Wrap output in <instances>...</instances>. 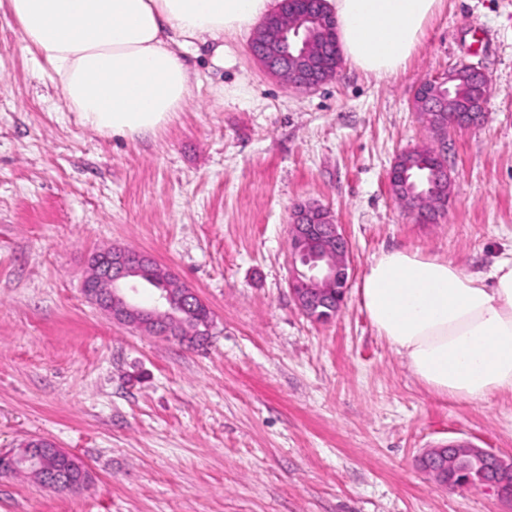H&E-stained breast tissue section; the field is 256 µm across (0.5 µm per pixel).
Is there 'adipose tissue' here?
<instances>
[{"label": "adipose tissue", "mask_w": 512, "mask_h": 512, "mask_svg": "<svg viewBox=\"0 0 512 512\" xmlns=\"http://www.w3.org/2000/svg\"><path fill=\"white\" fill-rule=\"evenodd\" d=\"M444 0H327L346 60L390 76ZM274 0H6L24 49L46 64L79 122L105 136L156 135L192 92L186 52L254 28ZM358 293L379 336L431 391L480 402L512 392V249L488 269L404 249L369 262Z\"/></svg>", "instance_id": "obj_1"}]
</instances>
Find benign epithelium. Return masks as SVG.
<instances>
[{"mask_svg": "<svg viewBox=\"0 0 512 512\" xmlns=\"http://www.w3.org/2000/svg\"><path fill=\"white\" fill-rule=\"evenodd\" d=\"M268 27L266 33L251 40V53L269 75L303 90H314L331 79L330 63L323 51L325 20L307 11L287 22L273 20ZM426 103L431 120L439 123L441 133L436 136L435 150L442 157L446 154L449 130L475 128L485 118L482 107L456 112L450 118L442 112L443 99L429 96ZM288 234L292 263L302 266L300 270L294 269L290 291L300 311L316 321L322 308L346 292L350 242L331 213L315 204L294 207ZM150 262L149 255L125 247L97 252L83 277V293L114 322L146 328L154 335L168 336L181 344L198 341L199 334L183 336L176 329V324L194 307L197 295L192 289L167 283L158 290L156 304L150 309L133 300L130 285L136 272ZM65 455L71 452L50 441L33 439L27 442L24 461L38 474L48 476ZM460 459L465 460L466 467L459 465ZM421 465L445 486H469L497 495L506 479L512 478V464L474 446H433L421 456Z\"/></svg>", "mask_w": 512, "mask_h": 512, "instance_id": "benign-epithelium-1", "label": "benign epithelium"}]
</instances>
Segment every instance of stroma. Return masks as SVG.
Segmentation results:
<instances>
[{"instance_id":"obj_1","label":"stroma","mask_w":512,"mask_h":512,"mask_svg":"<svg viewBox=\"0 0 512 512\" xmlns=\"http://www.w3.org/2000/svg\"><path fill=\"white\" fill-rule=\"evenodd\" d=\"M250 41L230 38L222 64L189 54L182 111L131 141L81 125L0 11V453L45 438L92 475L58 494L0 474V512H512L418 462L451 440L512 462V393H432L358 294L383 250L478 271L512 248V0H444L405 69L378 78L345 60L313 92L264 74ZM461 63L490 80L486 118L449 131L448 206L422 224L389 172L432 141L416 90ZM306 202L351 245L326 324L289 290L288 224ZM111 246L195 291L208 344L112 323L84 296L89 256Z\"/></svg>"}]
</instances>
